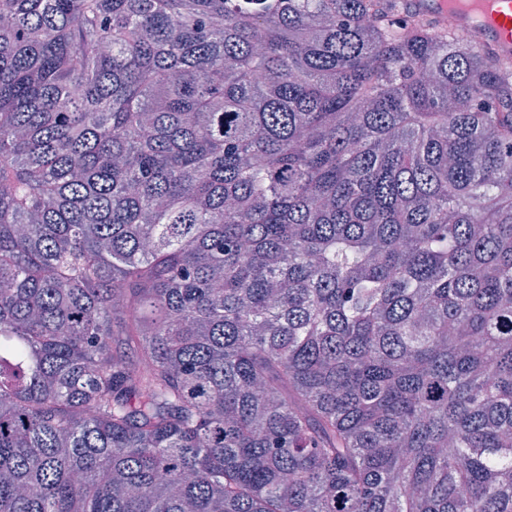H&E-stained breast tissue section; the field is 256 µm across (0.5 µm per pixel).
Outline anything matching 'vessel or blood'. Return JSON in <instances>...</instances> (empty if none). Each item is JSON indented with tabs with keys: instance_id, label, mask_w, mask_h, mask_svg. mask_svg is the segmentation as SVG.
I'll return each mask as SVG.
<instances>
[{
	"instance_id": "1",
	"label": "vessel or blood",
	"mask_w": 512,
	"mask_h": 512,
	"mask_svg": "<svg viewBox=\"0 0 512 512\" xmlns=\"http://www.w3.org/2000/svg\"><path fill=\"white\" fill-rule=\"evenodd\" d=\"M436 17L456 10L459 30H475L480 44L497 56L512 55V0H416Z\"/></svg>"
}]
</instances>
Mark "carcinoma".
<instances>
[{
    "label": "carcinoma",
    "instance_id": "carcinoma-1",
    "mask_svg": "<svg viewBox=\"0 0 512 512\" xmlns=\"http://www.w3.org/2000/svg\"><path fill=\"white\" fill-rule=\"evenodd\" d=\"M0 512H512V56L0 0Z\"/></svg>",
    "mask_w": 512,
    "mask_h": 512
}]
</instances>
